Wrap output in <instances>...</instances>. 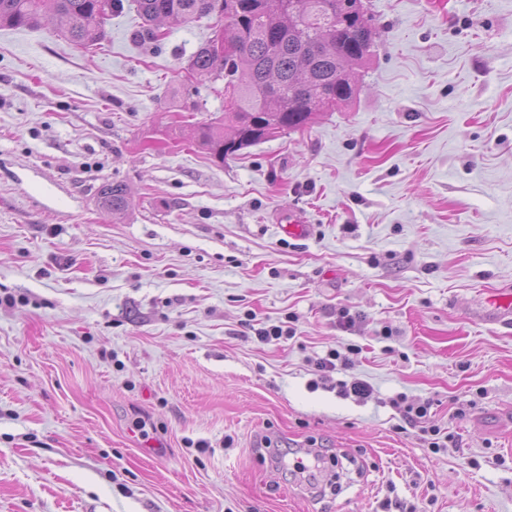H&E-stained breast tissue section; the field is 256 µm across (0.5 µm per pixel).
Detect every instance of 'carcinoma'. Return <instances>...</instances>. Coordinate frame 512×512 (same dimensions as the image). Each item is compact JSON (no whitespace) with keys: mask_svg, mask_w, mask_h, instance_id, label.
Returning <instances> with one entry per match:
<instances>
[{"mask_svg":"<svg viewBox=\"0 0 512 512\" xmlns=\"http://www.w3.org/2000/svg\"><path fill=\"white\" fill-rule=\"evenodd\" d=\"M147 23L143 37L158 41L159 24L224 20L214 39L188 60L192 76L224 80V117L196 126V145L222 162L271 138L304 129L321 112L351 102L355 68L366 64L377 29L364 25L341 0H135ZM123 0H0V27L35 29L50 15L59 33L86 48L100 41ZM236 47L230 56L215 39ZM106 213L125 211L127 185L105 181L97 190Z\"/></svg>","mask_w":512,"mask_h":512,"instance_id":"carcinoma-1","label":"carcinoma"}]
</instances>
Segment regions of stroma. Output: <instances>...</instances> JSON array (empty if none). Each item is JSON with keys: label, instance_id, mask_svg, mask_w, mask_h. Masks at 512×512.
<instances>
[{"label": "stroma", "instance_id": "35a3bbf8", "mask_svg": "<svg viewBox=\"0 0 512 512\" xmlns=\"http://www.w3.org/2000/svg\"><path fill=\"white\" fill-rule=\"evenodd\" d=\"M446 2L369 0L350 105L222 163L190 139L224 83L186 71L216 18L155 43L129 2L88 49L0 28V512H512V0ZM304 448L323 477L275 467ZM98 205L106 213L125 211L130 204L127 185L118 181H105L97 190ZM256 322L255 316L247 315V319L243 321L242 326L248 329L253 335L263 343H270L272 341H277L284 336L291 338L294 336L295 331L291 326L284 325H262L261 323ZM261 325V326H260ZM259 326V327H256ZM312 363L321 378H327V373L334 370H346L349 365V357L338 350H330L325 357L316 358ZM390 402L395 408L402 411L405 421L420 427L421 440L427 443L429 448L440 451L449 448V444L455 445L454 436L445 429L436 425L420 426L428 420L432 406L430 401L422 403L407 402V398L400 394L396 398H392Z\"/></svg>", "mask_w": 512, "mask_h": 512}]
</instances>
